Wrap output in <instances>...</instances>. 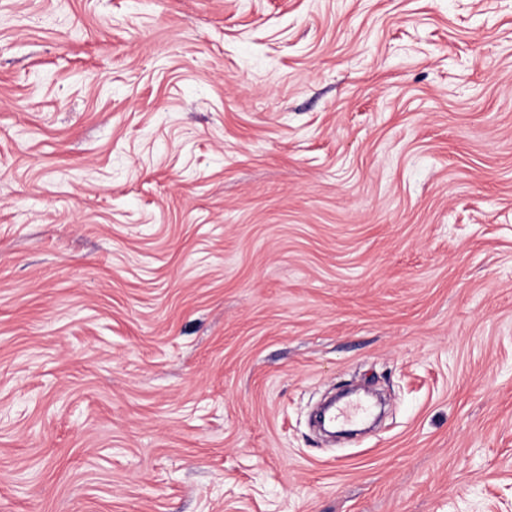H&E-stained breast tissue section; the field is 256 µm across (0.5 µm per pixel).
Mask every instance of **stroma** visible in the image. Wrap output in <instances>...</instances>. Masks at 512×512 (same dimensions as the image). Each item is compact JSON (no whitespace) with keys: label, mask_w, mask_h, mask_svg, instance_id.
<instances>
[{"label":"stroma","mask_w":512,"mask_h":512,"mask_svg":"<svg viewBox=\"0 0 512 512\" xmlns=\"http://www.w3.org/2000/svg\"><path fill=\"white\" fill-rule=\"evenodd\" d=\"M0 512H512V0H0Z\"/></svg>","instance_id":"35a3bbf8"}]
</instances>
